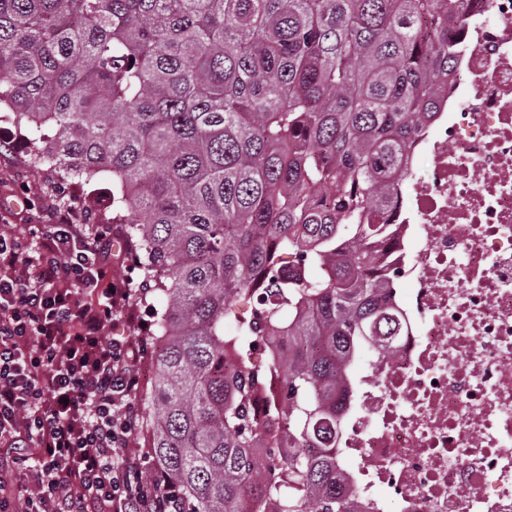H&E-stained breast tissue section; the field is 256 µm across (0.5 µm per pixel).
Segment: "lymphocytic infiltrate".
<instances>
[{
	"label": "lymphocytic infiltrate",
	"mask_w": 512,
	"mask_h": 512,
	"mask_svg": "<svg viewBox=\"0 0 512 512\" xmlns=\"http://www.w3.org/2000/svg\"><path fill=\"white\" fill-rule=\"evenodd\" d=\"M79 210L0 225V512H183L133 446L143 347L106 335L140 291L102 287L112 227Z\"/></svg>",
	"instance_id": "1"
}]
</instances>
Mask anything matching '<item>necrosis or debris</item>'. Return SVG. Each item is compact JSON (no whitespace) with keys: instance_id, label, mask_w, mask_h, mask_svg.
Wrapping results in <instances>:
<instances>
[{"instance_id":"1","label":"necrosis or debris","mask_w":512,"mask_h":512,"mask_svg":"<svg viewBox=\"0 0 512 512\" xmlns=\"http://www.w3.org/2000/svg\"><path fill=\"white\" fill-rule=\"evenodd\" d=\"M472 17L442 114L378 253L397 278L396 353L346 373L337 443L353 512H512V0Z\"/></svg>"}]
</instances>
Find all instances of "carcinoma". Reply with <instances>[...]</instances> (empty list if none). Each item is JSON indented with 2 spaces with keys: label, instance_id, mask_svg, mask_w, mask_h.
<instances>
[{
  "label": "carcinoma",
  "instance_id": "cac0c4a2",
  "mask_svg": "<svg viewBox=\"0 0 512 512\" xmlns=\"http://www.w3.org/2000/svg\"><path fill=\"white\" fill-rule=\"evenodd\" d=\"M466 24L463 0H0L31 162L112 173L156 313L147 451L186 512H350L342 365L398 335L374 247Z\"/></svg>",
  "mask_w": 512,
  "mask_h": 512
}]
</instances>
